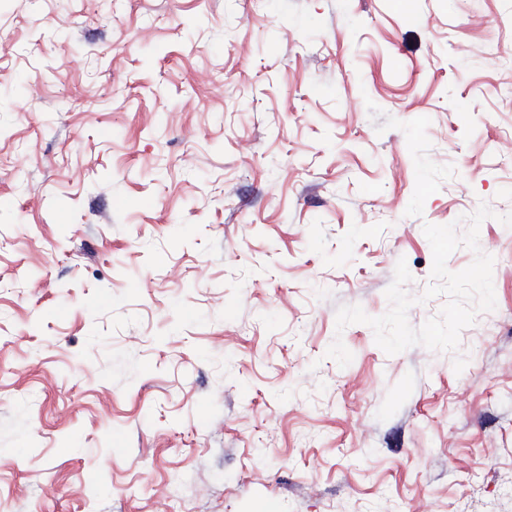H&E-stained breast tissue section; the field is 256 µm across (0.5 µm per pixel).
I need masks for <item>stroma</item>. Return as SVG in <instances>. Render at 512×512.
I'll use <instances>...</instances> for the list:
<instances>
[{
  "label": "stroma",
  "instance_id": "stroma-1",
  "mask_svg": "<svg viewBox=\"0 0 512 512\" xmlns=\"http://www.w3.org/2000/svg\"><path fill=\"white\" fill-rule=\"evenodd\" d=\"M511 212L512 0H0V512H512Z\"/></svg>",
  "mask_w": 512,
  "mask_h": 512
}]
</instances>
